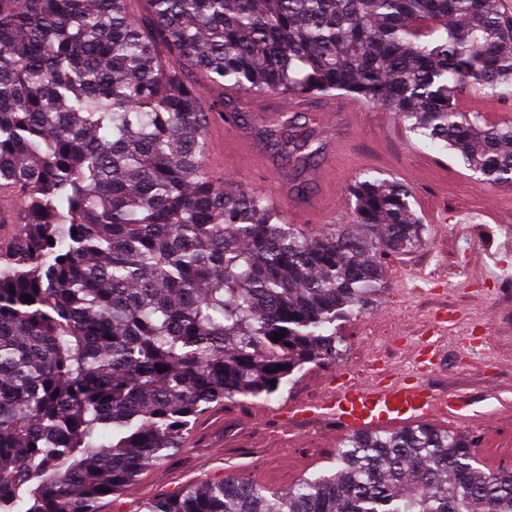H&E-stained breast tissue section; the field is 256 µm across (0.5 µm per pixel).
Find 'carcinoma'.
I'll return each instance as SVG.
<instances>
[{
	"label": "carcinoma",
	"mask_w": 512,
	"mask_h": 512,
	"mask_svg": "<svg viewBox=\"0 0 512 512\" xmlns=\"http://www.w3.org/2000/svg\"><path fill=\"white\" fill-rule=\"evenodd\" d=\"M129 2L0 0V190L21 199L0 219V512H96L212 404L336 359V322L384 292L377 253L424 241L399 183L356 182V229L321 237L224 189L205 90L354 94L512 185V122L460 106L512 88L501 0H147L144 28ZM264 138L297 174L321 152L288 118ZM473 448L350 434L286 492L227 474L134 512H512V471Z\"/></svg>",
	"instance_id": "cac0c4a2"
}]
</instances>
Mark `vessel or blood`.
<instances>
[{"mask_svg": "<svg viewBox=\"0 0 512 512\" xmlns=\"http://www.w3.org/2000/svg\"><path fill=\"white\" fill-rule=\"evenodd\" d=\"M448 332L447 322L431 326L426 347L405 346L412 363L410 371L397 372L383 364L369 374L349 373L343 383L299 405H286L276 414L278 431H287L291 421L321 419L336 422L348 433L388 429L419 420L458 419L464 404L453 393L436 392L424 376L441 361Z\"/></svg>", "mask_w": 512, "mask_h": 512, "instance_id": "1", "label": "vessel or blood"}]
</instances>
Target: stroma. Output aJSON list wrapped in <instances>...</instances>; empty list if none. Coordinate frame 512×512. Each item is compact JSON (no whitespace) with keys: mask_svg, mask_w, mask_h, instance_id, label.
I'll return each mask as SVG.
<instances>
[{"mask_svg":"<svg viewBox=\"0 0 512 512\" xmlns=\"http://www.w3.org/2000/svg\"><path fill=\"white\" fill-rule=\"evenodd\" d=\"M224 100L235 106L237 124L211 140V154H223L226 168L235 170L233 189L251 188L269 194L282 190L283 210L293 212L299 229L319 234L339 221L352 224L356 215L348 204L355 180L379 178L408 186L411 207L425 226L426 242L405 253H385L386 291L360 315L337 322L340 337L336 360L310 363L270 398L230 401L214 407L218 422L200 419L195 433L209 438L211 448L234 455L243 447L263 448L267 439L252 424L287 401L312 399L325 388L332 373L376 356L390 363L404 360L402 351L384 348L369 336L377 329L385 337L419 336L440 308L452 321L442 361L428 382L437 390L461 395L465 420L441 421L437 427L476 436V451L487 467L504 439L512 438V411L501 408L512 400V223H500L512 212V187H490L455 152L425 146L384 106L354 113L352 97L338 92L306 97L295 114L323 143L321 154L305 169V189H297L292 167L269 146L259 154L240 152L241 140H258L268 117L277 113L274 94H247L225 87ZM345 435L330 422L311 423L288 448L289 466L312 474L324 469L329 452ZM211 448L187 444L167 466L144 472L138 484L124 491L123 502H136L224 472L210 456Z\"/></svg>","mask_w":512,"mask_h":512,"instance_id":"1","label":"stroma"}]
</instances>
